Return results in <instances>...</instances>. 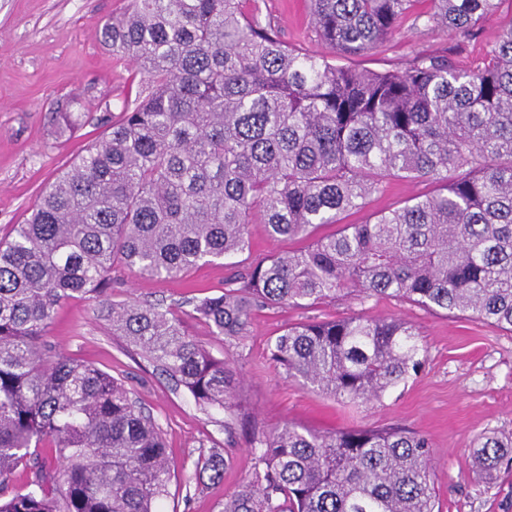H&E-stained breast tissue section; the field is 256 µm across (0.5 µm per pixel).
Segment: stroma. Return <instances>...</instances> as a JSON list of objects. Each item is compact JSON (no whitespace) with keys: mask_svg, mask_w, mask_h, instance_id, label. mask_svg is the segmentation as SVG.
<instances>
[{"mask_svg":"<svg viewBox=\"0 0 512 512\" xmlns=\"http://www.w3.org/2000/svg\"><path fill=\"white\" fill-rule=\"evenodd\" d=\"M263 14L280 37L306 52H325L307 0H263ZM127 0H0V239L22 223L42 190L70 166L85 146L105 134L99 115L119 113L146 87L136 66L112 56L100 42L104 20ZM507 12L489 17L477 36L457 43L448 32L404 20L374 54L346 58L347 66L373 70L404 67L421 54L450 53L460 65L477 63L495 42ZM85 113L73 134H60L57 112L65 105ZM428 182H391L365 206L346 216L359 224L414 195L433 192ZM251 247L233 264L218 259L178 278L142 277L124 266L112 271L116 301L180 305L187 333L241 379L228 410L202 409L184 388L123 339L113 336L97 299L62 302L49 330L52 344L124 382L159 425L167 451L179 465L160 512H222L225 497L251 472L254 434L293 423L326 432L342 428L402 427L426 435L432 445L439 512H512V467L492 480L473 468L471 448L480 433L512 434V334L477 321L384 297H344L311 307H264L246 336L213 335L191 317L193 298L224 291L234 276L267 255L304 247L301 239L273 240L264 225L250 227ZM397 316L414 325L425 346L419 374L381 401L344 405L314 392L273 363L267 346L292 323L353 314ZM220 452L227 466L221 481L198 480L200 455Z\"/></svg>","mask_w":512,"mask_h":512,"instance_id":"35a3bbf8","label":"stroma"}]
</instances>
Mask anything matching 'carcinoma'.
<instances>
[{"mask_svg":"<svg viewBox=\"0 0 512 512\" xmlns=\"http://www.w3.org/2000/svg\"><path fill=\"white\" fill-rule=\"evenodd\" d=\"M507 0H309L320 40L365 56L409 15L471 40ZM259 0H131L101 29L147 92L42 191L0 242V512H157L175 461L161 430L111 374L52 347L63 300L103 301L112 335L204 408L232 406L235 370L186 334L174 308L115 302L112 269L176 278L249 248V225L312 239L253 263L193 315L227 339L254 310L346 295L392 297L512 333V17L475 66L446 55L402 70L302 53L258 19ZM426 179L363 224L343 215L396 180ZM325 224L331 235L313 236ZM399 318L296 323L268 346L288 376L367 404L422 368ZM254 470L222 512H435L431 442L403 428L255 436ZM491 479L512 437L472 450ZM218 452L198 475L224 477ZM26 472L15 484L18 469Z\"/></svg>","mask_w":512,"mask_h":512,"instance_id":"1","label":"carcinoma"}]
</instances>
